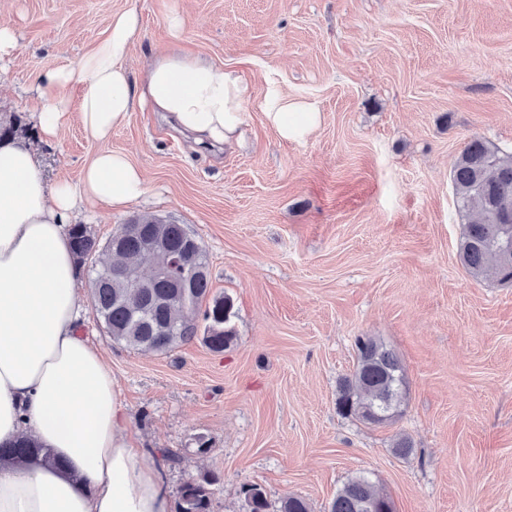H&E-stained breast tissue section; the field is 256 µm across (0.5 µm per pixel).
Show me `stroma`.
Here are the masks:
<instances>
[{
  "instance_id": "1",
  "label": "stroma",
  "mask_w": 512,
  "mask_h": 512,
  "mask_svg": "<svg viewBox=\"0 0 512 512\" xmlns=\"http://www.w3.org/2000/svg\"><path fill=\"white\" fill-rule=\"evenodd\" d=\"M128 10L140 19L132 77L174 49L244 75L241 144L197 143L148 109L103 141L75 119L57 141L37 137L41 76ZM1 23L18 50L0 63V118L18 119L46 179L77 181L106 149L149 177L140 201L78 223L102 243L136 214L185 225L213 293L234 301L224 352L198 338L159 354L112 342L81 288L84 333L170 497L210 470L211 512H243L245 484L272 506L299 496L328 512L365 474L395 512H512V286L462 268L450 178L471 137L512 151V0H0ZM273 90L316 102L319 128L282 140L262 109ZM360 336L403 363L394 424L337 410ZM400 434L410 457L392 452Z\"/></svg>"
}]
</instances>
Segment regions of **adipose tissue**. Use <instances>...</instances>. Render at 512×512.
Listing matches in <instances>:
<instances>
[{
    "label": "adipose tissue",
    "instance_id": "obj_1",
    "mask_svg": "<svg viewBox=\"0 0 512 512\" xmlns=\"http://www.w3.org/2000/svg\"><path fill=\"white\" fill-rule=\"evenodd\" d=\"M139 31L136 12L115 15L91 52L42 77L33 112L41 138L63 134L72 112L62 92L77 87L74 113L96 139L147 106L198 141L239 140L242 74L180 52L156 58L133 83L127 59ZM264 114L286 141L308 137L321 121L316 103L277 91ZM147 190L143 170L122 152H100L78 182L50 186L29 148L0 147V445L28 435L58 460L0 466V512H173L156 466L127 435L111 369L81 332L68 228L86 206L119 209Z\"/></svg>",
    "mask_w": 512,
    "mask_h": 512
}]
</instances>
